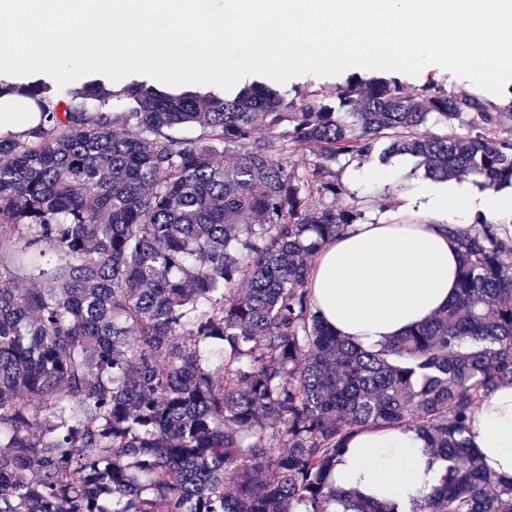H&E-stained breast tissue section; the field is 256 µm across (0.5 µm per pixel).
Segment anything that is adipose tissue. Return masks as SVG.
Returning a JSON list of instances; mask_svg holds the SVG:
<instances>
[{
  "label": "adipose tissue",
  "mask_w": 512,
  "mask_h": 512,
  "mask_svg": "<svg viewBox=\"0 0 512 512\" xmlns=\"http://www.w3.org/2000/svg\"><path fill=\"white\" fill-rule=\"evenodd\" d=\"M411 192L432 212L454 210L458 226L477 215L512 210V197L466 184L423 179ZM459 243L446 222L414 215L347 227L318 253L309 286L314 306L336 332L366 349L389 343L428 322L457 296ZM473 446L494 475L512 478V383L485 395L471 416ZM443 462L414 430L372 428L347 444L331 474L334 486L407 512L439 485Z\"/></svg>",
  "instance_id": "adipose-tissue-1"
}]
</instances>
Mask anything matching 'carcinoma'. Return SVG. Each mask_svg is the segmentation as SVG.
Instances as JSON below:
<instances>
[{
	"label": "carcinoma",
	"mask_w": 512,
	"mask_h": 512,
	"mask_svg": "<svg viewBox=\"0 0 512 512\" xmlns=\"http://www.w3.org/2000/svg\"><path fill=\"white\" fill-rule=\"evenodd\" d=\"M11 89L46 121L0 139V512H398L328 474L360 430L406 426L445 463L408 512H512L469 425L512 382V238L449 228L458 298L378 349L329 331L308 289L310 259L364 220L340 158L511 187L512 101L394 75L291 98ZM431 118L468 133L421 134Z\"/></svg>",
	"instance_id": "1"
}]
</instances>
